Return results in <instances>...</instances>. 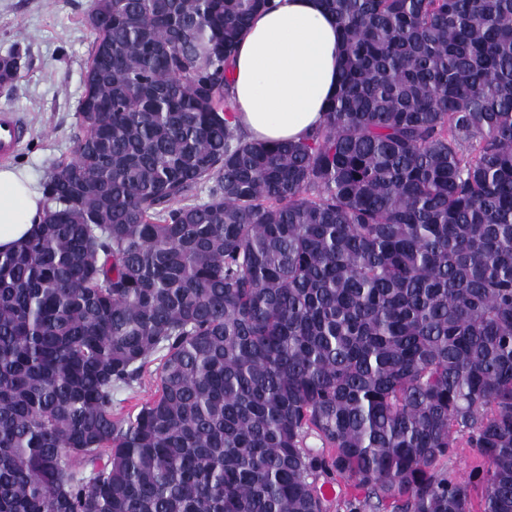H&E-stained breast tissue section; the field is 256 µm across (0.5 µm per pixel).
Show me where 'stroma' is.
Listing matches in <instances>:
<instances>
[{
    "label": "stroma",
    "mask_w": 512,
    "mask_h": 512,
    "mask_svg": "<svg viewBox=\"0 0 512 512\" xmlns=\"http://www.w3.org/2000/svg\"><path fill=\"white\" fill-rule=\"evenodd\" d=\"M92 0H0V56L16 51L23 66L0 111L15 113L30 133L10 159L45 182L51 164L73 158L83 134L80 103L95 34L87 17ZM159 355L139 384L114 393L112 407L137 413L156 394Z\"/></svg>",
    "instance_id": "35a3bbf8"
}]
</instances>
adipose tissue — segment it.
<instances>
[{
	"mask_svg": "<svg viewBox=\"0 0 512 512\" xmlns=\"http://www.w3.org/2000/svg\"><path fill=\"white\" fill-rule=\"evenodd\" d=\"M341 50V30L322 0H270L230 66L234 125L255 142L312 135L338 88ZM44 208L26 169L0 167V251L22 244Z\"/></svg>",
	"mask_w": 512,
	"mask_h": 512,
	"instance_id": "adipose-tissue-1",
	"label": "adipose tissue"
}]
</instances>
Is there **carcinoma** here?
<instances>
[{
    "label": "carcinoma",
    "instance_id": "obj_1",
    "mask_svg": "<svg viewBox=\"0 0 512 512\" xmlns=\"http://www.w3.org/2000/svg\"><path fill=\"white\" fill-rule=\"evenodd\" d=\"M267 2L95 0L96 112L0 252V512H512V0H323L324 123L259 143ZM162 353L150 357L139 384L131 389H121L114 393L112 407L122 414H136L141 405L153 398L159 385L158 367ZM476 464L477 459L472 454L471 449L466 448V445L462 442L459 448H456V455L448 462V471L457 477L466 476ZM322 483H324L325 485L332 484L330 486L324 487L323 492L325 496L334 497L336 495L337 490V495L334 498L330 499V502L328 504V512H346L344 507V499H346L350 495H356L360 493L359 491L354 489L353 483L351 481L336 474L321 475L319 477V485H321ZM339 485L341 486V490H339L338 488Z\"/></svg>",
    "mask_w": 512,
    "mask_h": 512
}]
</instances>
